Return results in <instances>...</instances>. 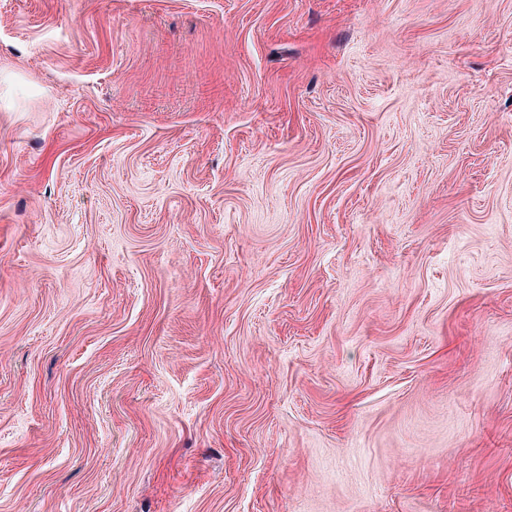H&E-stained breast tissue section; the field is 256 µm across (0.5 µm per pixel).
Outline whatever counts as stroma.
<instances>
[{
	"label": "stroma",
	"mask_w": 512,
	"mask_h": 512,
	"mask_svg": "<svg viewBox=\"0 0 512 512\" xmlns=\"http://www.w3.org/2000/svg\"><path fill=\"white\" fill-rule=\"evenodd\" d=\"M0 512H512V0H0Z\"/></svg>",
	"instance_id": "1"
}]
</instances>
